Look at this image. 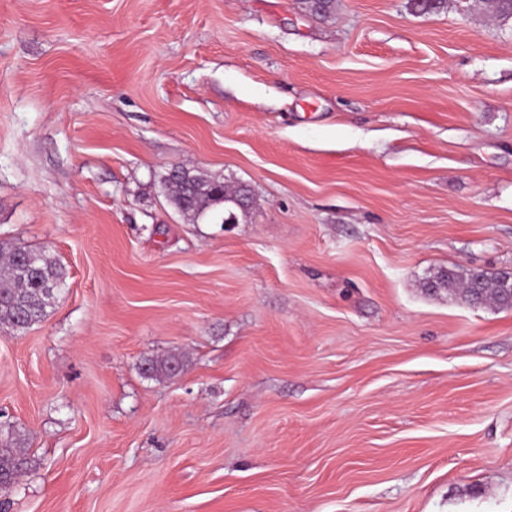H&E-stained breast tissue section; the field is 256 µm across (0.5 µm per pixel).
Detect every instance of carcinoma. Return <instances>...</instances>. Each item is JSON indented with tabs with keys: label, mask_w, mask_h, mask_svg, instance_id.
Segmentation results:
<instances>
[{
	"label": "carcinoma",
	"mask_w": 512,
	"mask_h": 512,
	"mask_svg": "<svg viewBox=\"0 0 512 512\" xmlns=\"http://www.w3.org/2000/svg\"><path fill=\"white\" fill-rule=\"evenodd\" d=\"M417 14L438 13L444 0H410ZM170 201L186 218L197 220L224 206V223H238L254 202L246 184L232 185L199 168L180 167L178 175L164 177ZM67 272L62 264L44 250L25 245L0 246V329L24 331L40 322L54 304L65 284ZM430 294L442 291L469 305L493 303L502 309L512 308V297L504 294L501 273L468 271L459 273L441 268L423 282ZM183 368L178 356L150 361L147 376L177 375ZM28 449L21 445L0 444V492L8 491L29 467Z\"/></svg>",
	"instance_id": "carcinoma-1"
}]
</instances>
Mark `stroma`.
Masks as SVG:
<instances>
[{
	"label": "stroma",
	"mask_w": 512,
	"mask_h": 512,
	"mask_svg": "<svg viewBox=\"0 0 512 512\" xmlns=\"http://www.w3.org/2000/svg\"><path fill=\"white\" fill-rule=\"evenodd\" d=\"M0 244L67 270L0 330L5 512H512V308L422 286L512 268L487 0H0ZM173 165L164 177L170 201L187 219L197 220L224 205V224L238 223V212L244 215L254 202L253 192L246 184L232 185L205 170ZM147 364L148 367L145 370L147 372L146 375L149 377L176 376L184 365L182 359L175 355L161 361H148ZM30 464L28 448L21 444H0V492H7Z\"/></svg>",
	"instance_id": "35a3bbf8"
}]
</instances>
